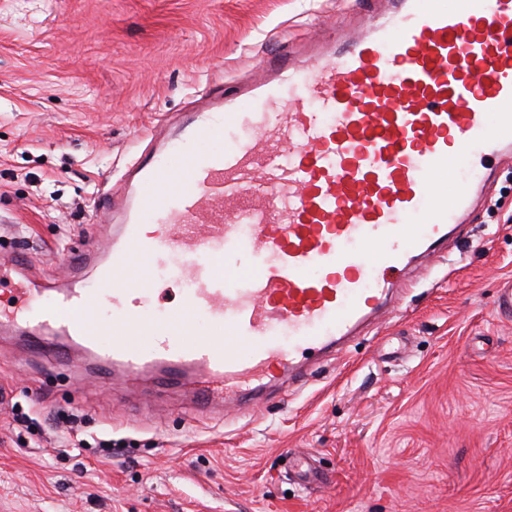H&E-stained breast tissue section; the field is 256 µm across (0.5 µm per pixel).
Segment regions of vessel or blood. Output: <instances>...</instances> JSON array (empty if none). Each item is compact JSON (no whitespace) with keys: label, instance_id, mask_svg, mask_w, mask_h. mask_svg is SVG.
Instances as JSON below:
<instances>
[{"label":"vessel or blood","instance_id":"vessel-or-blood-1","mask_svg":"<svg viewBox=\"0 0 512 512\" xmlns=\"http://www.w3.org/2000/svg\"><path fill=\"white\" fill-rule=\"evenodd\" d=\"M388 2L309 64L285 49L251 90L206 96L127 170L124 203L98 196L111 239L69 258L66 287L17 297L29 353L63 363L74 343L239 406L382 314L512 156V0ZM169 267L184 288L163 308Z\"/></svg>","mask_w":512,"mask_h":512}]
</instances>
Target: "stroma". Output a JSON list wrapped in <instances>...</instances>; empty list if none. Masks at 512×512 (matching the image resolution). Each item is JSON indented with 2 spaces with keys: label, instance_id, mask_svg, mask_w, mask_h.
<instances>
[{
  "label": "stroma",
  "instance_id": "obj_1",
  "mask_svg": "<svg viewBox=\"0 0 512 512\" xmlns=\"http://www.w3.org/2000/svg\"><path fill=\"white\" fill-rule=\"evenodd\" d=\"M362 0H0V314L108 232L101 193L261 59L372 20ZM359 338L242 410L149 379L140 401L0 330V512H512V164L449 251ZM111 440V448L100 440ZM321 485L303 483L295 457Z\"/></svg>",
  "mask_w": 512,
  "mask_h": 512
}]
</instances>
